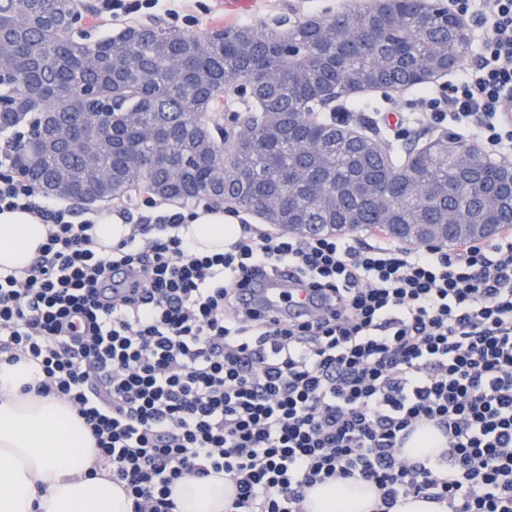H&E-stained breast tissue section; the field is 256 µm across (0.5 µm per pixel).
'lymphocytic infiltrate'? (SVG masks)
I'll list each match as a JSON object with an SVG mask.
<instances>
[{
    "mask_svg": "<svg viewBox=\"0 0 512 512\" xmlns=\"http://www.w3.org/2000/svg\"><path fill=\"white\" fill-rule=\"evenodd\" d=\"M484 57L424 89L435 124L478 119L512 146V0H484ZM0 138V211L47 224L23 273L0 270V361L41 365L133 512H174L172 486L223 475L226 512H300L307 488L357 478L379 512L408 498L448 512H512V232L445 250L351 244L240 224L193 250L182 213L145 214L109 249L94 218L41 194ZM319 292L312 315L241 306L246 276ZM437 430L435 458L404 452Z\"/></svg>",
    "mask_w": 512,
    "mask_h": 512,
    "instance_id": "lymphocytic-infiltrate-1",
    "label": "lymphocytic infiltrate"
}]
</instances>
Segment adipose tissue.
<instances>
[{
  "label": "adipose tissue",
  "mask_w": 512,
  "mask_h": 512,
  "mask_svg": "<svg viewBox=\"0 0 512 512\" xmlns=\"http://www.w3.org/2000/svg\"><path fill=\"white\" fill-rule=\"evenodd\" d=\"M195 241L220 252L232 238L233 216L196 209L186 214ZM29 214L0 212V268L29 266L47 237ZM32 362L0 363V512H132V500L112 481L83 420L55 396L25 393L43 381ZM223 476L187 478L173 486L176 512H224ZM375 494L359 482L308 489L305 512H371Z\"/></svg>",
  "instance_id": "ef3b65f1"
}]
</instances>
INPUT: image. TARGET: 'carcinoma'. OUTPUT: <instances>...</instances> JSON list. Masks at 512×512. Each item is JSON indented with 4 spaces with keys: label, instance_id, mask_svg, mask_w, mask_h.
Instances as JSON below:
<instances>
[{
    "label": "carcinoma",
    "instance_id": "1",
    "mask_svg": "<svg viewBox=\"0 0 512 512\" xmlns=\"http://www.w3.org/2000/svg\"><path fill=\"white\" fill-rule=\"evenodd\" d=\"M78 0H0V134L29 126L17 170L52 196L122 200L141 188L169 201L206 196L282 230L350 229L388 239L483 238L512 224V181L446 134L395 163L374 133L314 113L333 94L421 87L459 51L441 9L420 0H355L333 17L203 35L132 25L87 42L71 35ZM250 88L242 124L217 140L201 121L226 92ZM59 128L84 137L30 159ZM164 138L166 161L152 160ZM106 141L94 160L88 145Z\"/></svg>",
    "mask_w": 512,
    "mask_h": 512
}]
</instances>
